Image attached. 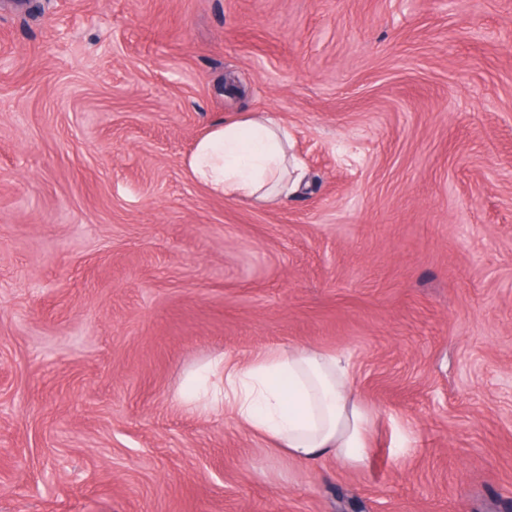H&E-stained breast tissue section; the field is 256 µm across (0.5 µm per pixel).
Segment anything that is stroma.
Returning <instances> with one entry per match:
<instances>
[{"instance_id": "1", "label": "stroma", "mask_w": 512, "mask_h": 512, "mask_svg": "<svg viewBox=\"0 0 512 512\" xmlns=\"http://www.w3.org/2000/svg\"><path fill=\"white\" fill-rule=\"evenodd\" d=\"M250 112L300 196L191 178ZM288 346L366 466L182 404ZM0 512H512V0H0Z\"/></svg>"}]
</instances>
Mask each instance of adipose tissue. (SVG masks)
Masks as SVG:
<instances>
[{"mask_svg": "<svg viewBox=\"0 0 512 512\" xmlns=\"http://www.w3.org/2000/svg\"><path fill=\"white\" fill-rule=\"evenodd\" d=\"M289 148L286 127L267 114L249 113L213 123L187 166L215 195L269 204L301 187L304 173ZM221 366L224 388L212 393L207 407L230 409L240 424L294 460L332 457L349 468L367 461L374 416L355 393L343 356L294 347Z\"/></svg>", "mask_w": 512, "mask_h": 512, "instance_id": "ef3b65f1", "label": "adipose tissue"}]
</instances>
